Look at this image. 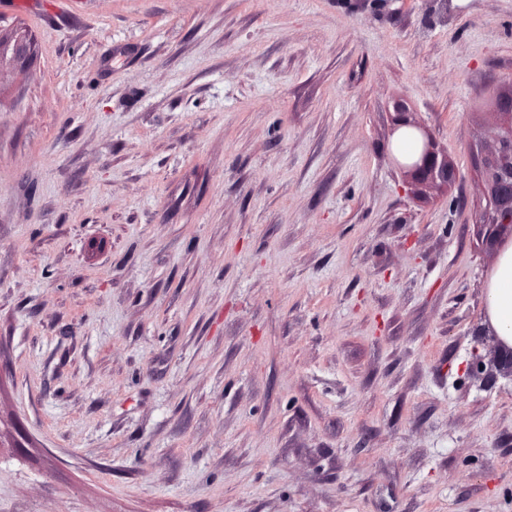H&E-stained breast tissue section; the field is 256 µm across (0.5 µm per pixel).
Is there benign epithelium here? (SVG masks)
Returning <instances> with one entry per match:
<instances>
[{
  "label": "benign epithelium",
  "mask_w": 512,
  "mask_h": 512,
  "mask_svg": "<svg viewBox=\"0 0 512 512\" xmlns=\"http://www.w3.org/2000/svg\"><path fill=\"white\" fill-rule=\"evenodd\" d=\"M490 108L500 117L501 126L492 149L482 155L496 163L491 173L480 172L483 182L485 205L479 213V226L486 229L495 242L512 239V151L502 152L501 143L512 140V90L502 91L491 100ZM408 126L424 140V151L415 160L394 157L395 167L404 175L412 188L428 184L446 185L453 176L448 166V156L439 152L428 128L415 120L399 117L393 123L391 134ZM493 348L482 355L478 352L463 365L462 375L471 380L491 384L502 377L512 382V343L500 338L489 329Z\"/></svg>",
  "instance_id": "obj_1"
}]
</instances>
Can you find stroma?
<instances>
[{
	"label": "stroma",
	"mask_w": 512,
	"mask_h": 512,
	"mask_svg": "<svg viewBox=\"0 0 512 512\" xmlns=\"http://www.w3.org/2000/svg\"><path fill=\"white\" fill-rule=\"evenodd\" d=\"M0 66V512H512L460 368L512 0H78ZM454 177L410 190L397 113Z\"/></svg>",
	"instance_id": "obj_1"
}]
</instances>
